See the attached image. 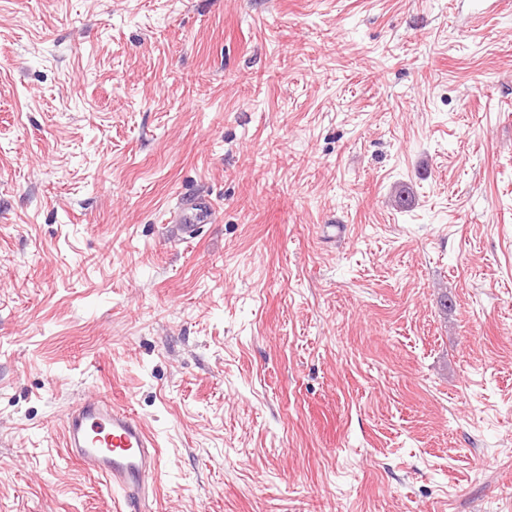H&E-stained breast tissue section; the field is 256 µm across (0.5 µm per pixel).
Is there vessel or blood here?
Instances as JSON below:
<instances>
[{
	"instance_id": "vessel-or-blood-1",
	"label": "vessel or blood",
	"mask_w": 512,
	"mask_h": 512,
	"mask_svg": "<svg viewBox=\"0 0 512 512\" xmlns=\"http://www.w3.org/2000/svg\"><path fill=\"white\" fill-rule=\"evenodd\" d=\"M211 212L208 199L192 196L179 204L174 221L191 238ZM64 438L69 458L121 492L125 512H144L147 480L159 472L162 459L157 441L132 413L105 397L83 400L67 414Z\"/></svg>"
}]
</instances>
